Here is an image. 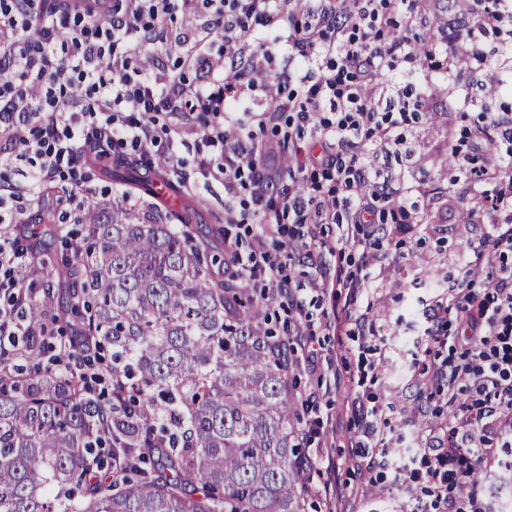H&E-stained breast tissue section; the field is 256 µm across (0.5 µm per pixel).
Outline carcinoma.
I'll list each match as a JSON object with an SVG mask.
<instances>
[{"label": "carcinoma", "instance_id": "1", "mask_svg": "<svg viewBox=\"0 0 512 512\" xmlns=\"http://www.w3.org/2000/svg\"><path fill=\"white\" fill-rule=\"evenodd\" d=\"M101 175L150 199L76 216L83 242L30 251L60 295L26 301L33 333L0 351V512H307L288 353L255 317L259 301L211 267L224 229L196 239V201L181 182L138 176L106 153ZM56 213L29 227L50 236ZM110 352L112 395L99 404L71 377L55 336ZM167 447H156V440Z\"/></svg>", "mask_w": 512, "mask_h": 512}]
</instances>
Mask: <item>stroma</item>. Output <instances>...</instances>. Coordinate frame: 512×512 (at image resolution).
Returning <instances> with one entry per match:
<instances>
[{
	"label": "stroma",
	"instance_id": "stroma-1",
	"mask_svg": "<svg viewBox=\"0 0 512 512\" xmlns=\"http://www.w3.org/2000/svg\"><path fill=\"white\" fill-rule=\"evenodd\" d=\"M450 2L451 9L426 12L423 22L410 33L413 42L431 36L439 48L449 45L451 32L444 24L450 15L466 12L470 0ZM207 21L205 8L199 6L157 23L154 44L134 58V67L147 72L178 65L179 38L188 31L204 34ZM482 108L512 113V88L503 87L498 93L482 96L474 106L460 98H439L434 115L413 125L408 140L428 156L426 170H419L415 156L404 153L393 156L390 168L399 179L425 174L430 187L445 190L444 203L428 211L426 223L400 225L392 236L382 239V258L374 266L378 288L369 296L367 312L370 336L360 342L346 340L341 351L336 348L335 337L316 336L313 344L319 369L291 375L294 391L316 393L321 414L329 418L325 434L315 440L316 445L326 447L328 459L314 457L308 448L302 449L301 455L314 471L334 464L332 480L341 498L342 512H401L407 499L402 486L387 480L371 482L367 473L355 467V433L346 408L348 397L361 390L380 404L394 405L396 431L400 434L411 430L424 437L448 421L449 398L437 394L426 399L420 391L426 366L446 358L449 350L443 347L427 351L419 347L418 340L424 333L422 312L433 297L436 284L457 277L459 258L482 233L481 224L467 218V204L459 196L458 185L466 173L448 157L449 132L464 136ZM196 159V151H183L181 169L194 180V189L207 210L196 227L201 235L211 224L212 214L224 211V188L216 182L201 181ZM368 361L378 362V370L361 373V365ZM485 471L487 480L482 491L492 494L497 505L512 503V447L501 449Z\"/></svg>",
	"mask_w": 512,
	"mask_h": 512
}]
</instances>
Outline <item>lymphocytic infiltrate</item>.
<instances>
[{"label": "lymphocytic infiltrate", "mask_w": 512, "mask_h": 512, "mask_svg": "<svg viewBox=\"0 0 512 512\" xmlns=\"http://www.w3.org/2000/svg\"><path fill=\"white\" fill-rule=\"evenodd\" d=\"M426 0H210L209 27L224 38V66L215 69L202 41L180 45L178 67L158 73L132 65L152 44L155 25L192 0H0V167L26 181L39 199L46 184L78 183L88 158L106 147L150 165L158 155L159 127L200 134V174L224 186V267L242 287L274 288L287 308L288 334L300 348L289 368L313 362L314 324L308 295L334 290L341 304L327 329L363 336L371 262L380 245L361 228L411 224L419 209L408 204L414 186L392 181L380 159L398 153L404 132L434 112L433 92L444 85L457 96V76L476 55H437L407 35ZM402 22L403 35L384 39ZM468 37L493 30L512 42V0H476L464 23ZM287 66L275 70V55ZM425 62L418 87L386 82ZM199 75L190 83L188 74ZM268 101L254 111L259 126L286 124L287 138L244 135L238 113L255 86ZM287 154V168L277 159ZM466 168L465 197L481 214L482 238L461 261V279L446 285L424 311L426 343H445L456 327L464 345L459 359L430 368L426 389L455 390L469 382L471 400L457 404L442 433L405 438L403 453L390 448L385 411L367 394L349 407L359 430L358 468L404 486L406 512H495L490 497L471 485L499 443L512 436V114L482 111L471 127L467 151L452 150ZM482 165L472 166V157ZM284 240L280 254L269 242ZM359 249L358 273L329 279L332 258ZM308 264L315 275L298 283L288 267ZM26 252L18 239L0 238V334L27 335L19 311ZM485 270L478 289L472 275Z\"/></svg>", "instance_id": "lymphocytic-infiltrate-1"}]
</instances>
